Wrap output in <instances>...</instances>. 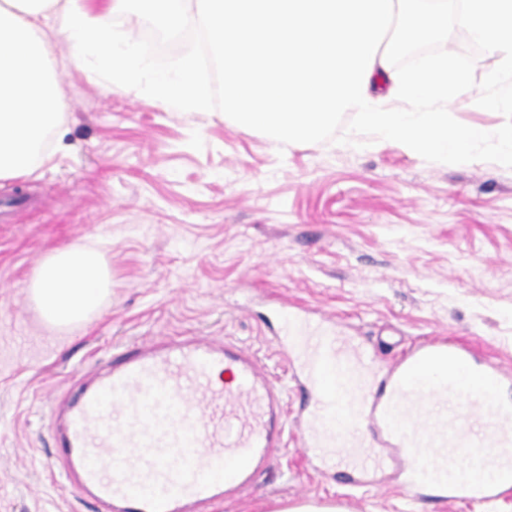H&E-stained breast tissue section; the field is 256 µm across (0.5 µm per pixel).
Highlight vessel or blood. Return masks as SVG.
<instances>
[{
  "label": "vessel or blood",
  "instance_id": "b4317fda",
  "mask_svg": "<svg viewBox=\"0 0 512 512\" xmlns=\"http://www.w3.org/2000/svg\"><path fill=\"white\" fill-rule=\"evenodd\" d=\"M279 314L308 394L297 437L312 460L354 484L395 461L409 488L436 487L448 501L512 492V404L500 397L512 375L464 346L427 343L377 388L376 359L353 337ZM61 408L62 473L101 512H196L252 482L288 435L284 389L253 354L193 336L121 352Z\"/></svg>",
  "mask_w": 512,
  "mask_h": 512
}]
</instances>
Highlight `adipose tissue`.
<instances>
[{
  "mask_svg": "<svg viewBox=\"0 0 512 512\" xmlns=\"http://www.w3.org/2000/svg\"><path fill=\"white\" fill-rule=\"evenodd\" d=\"M111 5L91 9L86 0H0V180L32 175L50 159L47 142L61 143L59 85L50 68L49 40L62 38L95 55L114 86L137 88L144 62L134 37L115 44ZM111 274L98 250L56 249L37 267L28 295L46 327L69 330L103 309Z\"/></svg>",
  "mask_w": 512,
  "mask_h": 512,
  "instance_id": "ef3b65f1",
  "label": "adipose tissue"
}]
</instances>
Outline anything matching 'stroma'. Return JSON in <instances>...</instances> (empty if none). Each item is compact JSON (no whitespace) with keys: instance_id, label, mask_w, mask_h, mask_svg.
I'll return each instance as SVG.
<instances>
[{"instance_id":"35a3bbf8","label":"stroma","mask_w":512,"mask_h":512,"mask_svg":"<svg viewBox=\"0 0 512 512\" xmlns=\"http://www.w3.org/2000/svg\"><path fill=\"white\" fill-rule=\"evenodd\" d=\"M65 114L62 149L36 175L0 181V512H97L54 461V408L115 346L198 336L252 351L287 390L280 304L348 326L381 364L410 345L455 340L512 371V168L425 161L369 139L280 145L220 111L178 112L89 80L94 56L52 41ZM479 88L450 114L489 132L505 117ZM101 249L112 293L101 314L50 339L28 300L43 258ZM512 512L491 501L415 498L387 470L363 488L310 462L296 437L237 497L204 512Z\"/></svg>"}]
</instances>
